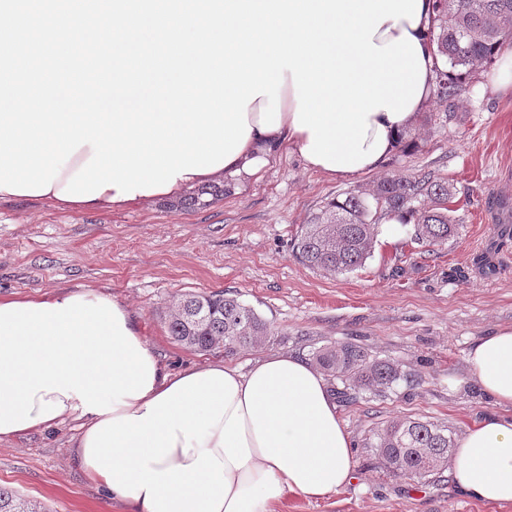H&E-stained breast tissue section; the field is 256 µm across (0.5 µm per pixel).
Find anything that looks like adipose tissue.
I'll return each instance as SVG.
<instances>
[{"instance_id":"obj_1","label":"adipose tissue","mask_w":512,"mask_h":512,"mask_svg":"<svg viewBox=\"0 0 512 512\" xmlns=\"http://www.w3.org/2000/svg\"><path fill=\"white\" fill-rule=\"evenodd\" d=\"M434 0L418 25L387 20L382 46L410 32L425 61L422 96L403 120L371 114L386 153L402 143L433 95ZM281 120L261 131L259 96L252 128L225 168L185 174L175 196L224 175L254 176L281 151L310 140L295 129L291 83L280 92ZM466 378L502 415L468 426L449 475L468 498L512 503V325L480 337ZM80 418L74 461L134 512H273L285 493L322 499L354 478L353 440L324 376L301 356L274 352L248 370L215 361L173 371L147 345L123 303L91 290L0 298V442Z\"/></svg>"}]
</instances>
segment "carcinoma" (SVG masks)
Segmentation results:
<instances>
[{
	"instance_id": "cac0c4a2",
	"label": "carcinoma",
	"mask_w": 512,
	"mask_h": 512,
	"mask_svg": "<svg viewBox=\"0 0 512 512\" xmlns=\"http://www.w3.org/2000/svg\"><path fill=\"white\" fill-rule=\"evenodd\" d=\"M436 100L450 105L468 87L479 66L491 67L504 45H512V0H434ZM224 183H211L179 200L183 209L203 208L224 198ZM429 204L416 206L421 197ZM448 185L421 177H390L368 191L347 193L305 224L294 248L301 263L319 271L344 274L364 267L371 257L377 223L399 217L412 225V238L425 245L443 244L455 225L448 207ZM168 333L179 345L194 351L261 348L272 341L273 329L252 307L225 290L173 297L165 314ZM312 360L331 381H339L338 397L383 393L407 379L393 364L373 360L365 348L351 342L330 343L311 349ZM455 429L449 425L412 418H394L371 431L365 445L374 449L381 466L399 478L432 480L448 468L455 447ZM0 512H41V506L0 487Z\"/></svg>"
}]
</instances>
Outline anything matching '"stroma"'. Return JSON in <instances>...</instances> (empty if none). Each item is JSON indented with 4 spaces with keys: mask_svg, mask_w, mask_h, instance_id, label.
Wrapping results in <instances>:
<instances>
[{
    "mask_svg": "<svg viewBox=\"0 0 512 512\" xmlns=\"http://www.w3.org/2000/svg\"><path fill=\"white\" fill-rule=\"evenodd\" d=\"M478 70L445 111L429 102L403 147L378 171L349 181L282 151L258 176L233 181L224 199L180 209L161 197L123 209L66 210L0 201V297L94 290L127 304L148 346L170 368L217 361L171 339L164 312L173 296L228 290L274 330L273 348L309 357L329 342H353L373 358L417 373L380 396L339 406L354 441L353 483L322 500L285 495L278 512H512V504L461 495L450 477L397 478L378 468L366 437L395 417L443 422L463 432L499 409L475 387L455 393L473 342L512 324V90ZM421 174L447 183L456 230L420 246L410 227L383 224L363 268L334 275L293 255L301 225L347 192ZM79 419L0 443V486L47 512H129L74 463Z\"/></svg>",
    "mask_w": 512,
    "mask_h": 512,
    "instance_id": "1",
    "label": "stroma"
}]
</instances>
